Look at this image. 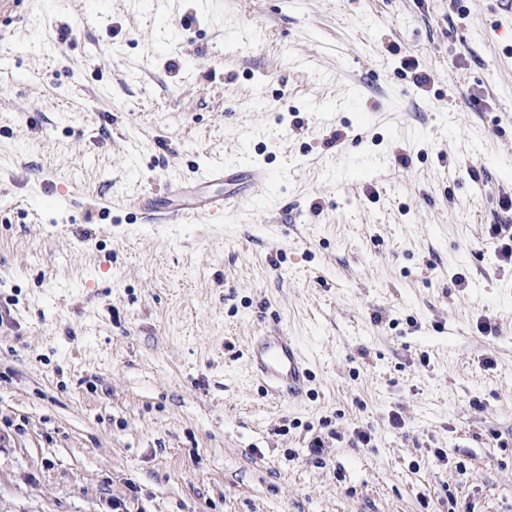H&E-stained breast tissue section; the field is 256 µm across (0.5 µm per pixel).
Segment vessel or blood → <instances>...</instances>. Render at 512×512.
Masks as SVG:
<instances>
[{
  "mask_svg": "<svg viewBox=\"0 0 512 512\" xmlns=\"http://www.w3.org/2000/svg\"><path fill=\"white\" fill-rule=\"evenodd\" d=\"M246 179L252 187L268 186L271 176L262 167H243L236 164H220L206 168L197 177L198 193L184 200L176 209L180 221L187 222L196 216H216L235 206L238 198L233 194L215 195L208 188L217 183H229ZM250 365L259 380L266 383L277 400L300 397L310 378L298 344L285 336L276 326H270L247 347Z\"/></svg>",
  "mask_w": 512,
  "mask_h": 512,
  "instance_id": "1",
  "label": "vessel or blood"
}]
</instances>
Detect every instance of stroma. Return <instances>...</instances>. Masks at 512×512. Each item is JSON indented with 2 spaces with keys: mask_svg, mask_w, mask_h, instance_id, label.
Here are the masks:
<instances>
[{
  "mask_svg": "<svg viewBox=\"0 0 512 512\" xmlns=\"http://www.w3.org/2000/svg\"><path fill=\"white\" fill-rule=\"evenodd\" d=\"M215 162L272 181L147 223ZM510 195L503 0H18L0 512H512ZM274 323L286 403L247 360ZM237 203L238 197L235 194L215 195L200 191L184 200L175 211L178 214L179 222H189L202 214L210 216L224 214V211ZM247 356L259 380L268 384L275 400L300 397L310 378L298 344L276 326L266 327L253 336Z\"/></svg>",
  "mask_w": 512,
  "mask_h": 512,
  "instance_id": "1",
  "label": "stroma"
}]
</instances>
